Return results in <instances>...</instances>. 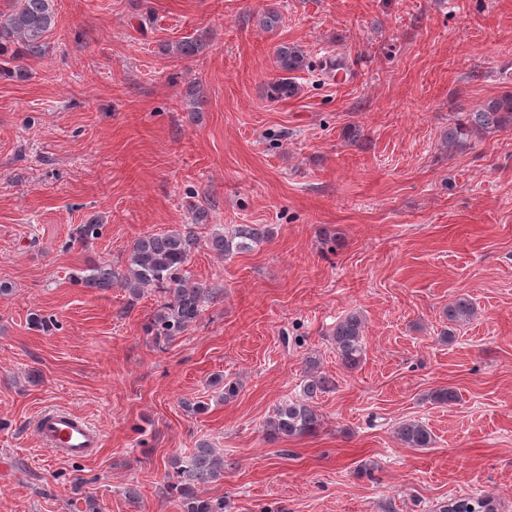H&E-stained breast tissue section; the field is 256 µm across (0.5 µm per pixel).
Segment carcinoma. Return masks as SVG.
I'll return each instance as SVG.
<instances>
[{
	"label": "carcinoma",
	"mask_w": 512,
	"mask_h": 512,
	"mask_svg": "<svg viewBox=\"0 0 512 512\" xmlns=\"http://www.w3.org/2000/svg\"><path fill=\"white\" fill-rule=\"evenodd\" d=\"M58 21L57 0H11L7 10L0 12V73L18 80L30 78L28 61L45 55L47 39ZM209 35L201 31L174 43L160 46L163 56L174 61L190 60L209 51ZM278 77L268 83L266 96L271 101L292 98L299 93L295 73L308 67L306 52L301 46L281 42L275 47ZM512 126V94L488 100L473 112H464L448 126L450 148H464L474 134L488 135ZM102 225L89 221L76 228L77 239L91 243L100 238ZM269 229L258 224H240L230 233L215 232L207 246L214 253L230 257L250 251L264 242ZM199 238L192 227L150 233L137 237L130 245L125 263L120 268L95 264L79 272L73 281L84 288L108 291L114 287L125 290L130 300L140 299L150 290L159 297L158 308L146 324V331L159 343H170L198 322L206 303L215 292L191 279L188 264L198 248ZM474 315V307L465 298L448 304V324L460 325ZM364 321L361 314L351 312L336 323L332 340L339 362L347 369L356 368L364 355ZM333 381L311 373L302 388L301 397L278 405L267 420L266 427L277 439L309 435L320 428L321 415L314 405L318 393L330 388ZM398 440L407 448L431 447L433 437L426 426L416 421L399 424ZM171 466L178 481L172 485L182 512H227L222 498L206 497L200 487L224 477V454L202 439L190 455L174 458ZM440 512H494L489 499H458L441 507Z\"/></svg>",
	"instance_id": "1"
}]
</instances>
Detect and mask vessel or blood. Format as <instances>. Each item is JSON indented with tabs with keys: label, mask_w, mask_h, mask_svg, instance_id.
I'll return each instance as SVG.
<instances>
[{
	"label": "vessel or blood",
	"mask_w": 512,
	"mask_h": 512,
	"mask_svg": "<svg viewBox=\"0 0 512 512\" xmlns=\"http://www.w3.org/2000/svg\"><path fill=\"white\" fill-rule=\"evenodd\" d=\"M35 430L43 443L57 454L72 459H93L98 456L100 433L81 417L62 410L42 412Z\"/></svg>",
	"instance_id": "1"
}]
</instances>
